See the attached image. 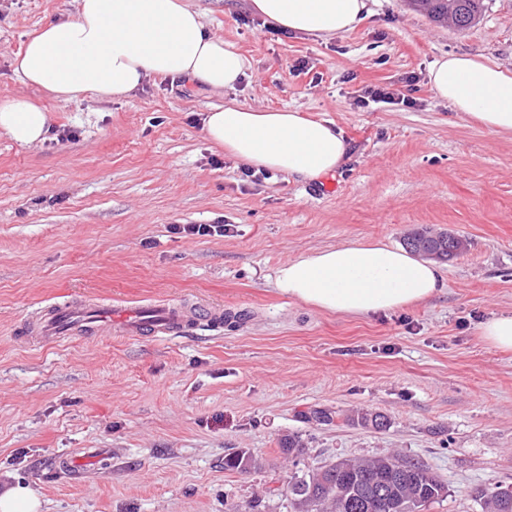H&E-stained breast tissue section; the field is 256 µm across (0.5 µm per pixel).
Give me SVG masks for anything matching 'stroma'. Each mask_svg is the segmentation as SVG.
Masks as SVG:
<instances>
[{"label": "stroma", "instance_id": "1", "mask_svg": "<svg viewBox=\"0 0 512 512\" xmlns=\"http://www.w3.org/2000/svg\"><path fill=\"white\" fill-rule=\"evenodd\" d=\"M188 2L207 34L246 56L235 89L152 76L122 100L65 101L23 83L12 59L75 0H0V97L40 102L52 125L31 147L0 135V482L33 483L43 512H292L269 489L292 474L279 440L294 434L306 445L297 469L396 453L448 485L424 512H482L475 488L512 484V351L480 334L512 312V133L458 118L428 69L469 54L512 73V0H485L464 31L412 0H370L330 39L281 31L249 0ZM409 76L412 105L357 104L363 88ZM227 103L331 121L349 158L317 183L252 180L202 131L204 112ZM175 224L228 231L185 237ZM421 225L468 241L427 302L345 316L274 286L292 258L350 241L399 246ZM85 298L204 302L223 308L224 327L28 342L35 309ZM316 409L338 422L309 420ZM359 409L389 426L349 423ZM77 448L112 455L83 474L58 470ZM238 449L261 468L226 470Z\"/></svg>", "mask_w": 512, "mask_h": 512}]
</instances>
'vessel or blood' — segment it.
<instances>
[{"label": "vessel or blood", "mask_w": 512, "mask_h": 512, "mask_svg": "<svg viewBox=\"0 0 512 512\" xmlns=\"http://www.w3.org/2000/svg\"><path fill=\"white\" fill-rule=\"evenodd\" d=\"M210 321L214 326L224 322L222 311L201 303L174 304L149 302L135 307L48 305L38 308L30 322V335L35 343L51 346L74 336L115 334L126 337H151L171 340L181 337L193 328L196 321ZM99 450L79 449L62 458V469L72 471L85 463L104 461Z\"/></svg>", "instance_id": "obj_1"}]
</instances>
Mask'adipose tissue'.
I'll return each mask as SVG.
<instances>
[{
    "instance_id": "ef3b65f1",
    "label": "adipose tissue",
    "mask_w": 512,
    "mask_h": 512,
    "mask_svg": "<svg viewBox=\"0 0 512 512\" xmlns=\"http://www.w3.org/2000/svg\"><path fill=\"white\" fill-rule=\"evenodd\" d=\"M249 7L277 28L321 38L353 30L368 0H250ZM23 83L58 99L91 93L123 98L151 76L182 78L215 91L235 88L247 60L222 37L207 34L202 15L184 0H76L72 17L46 24L16 55ZM429 84L462 118L495 134L512 133V74L470 55L435 61ZM203 131L245 166L316 182L336 172L349 146L326 120L290 109L227 104L206 112ZM49 118L23 96L0 99V133L25 146L46 137ZM276 288L316 309L370 316L414 306L443 286L437 265L382 242L340 245L282 264Z\"/></svg>"
}]
</instances>
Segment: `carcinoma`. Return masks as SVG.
Instances as JSON below:
<instances>
[{"instance_id":"carcinoma-1","label":"carcinoma","mask_w":512,"mask_h":512,"mask_svg":"<svg viewBox=\"0 0 512 512\" xmlns=\"http://www.w3.org/2000/svg\"><path fill=\"white\" fill-rule=\"evenodd\" d=\"M415 5L437 21L452 19L460 30L471 28L481 17L484 0H414ZM414 252L430 250L448 261L467 250V239L450 232L422 228L404 239ZM363 427L386 429L390 421L380 412L360 409L350 418ZM288 458L302 454L299 437L288 435L280 442ZM394 455L341 459L291 477L288 495L295 512H418V509L448 495L447 485L426 466L406 460V470L393 476ZM259 466L248 451L236 450L224 457V468L248 472ZM505 486L480 488L475 498L482 512H512V502L503 496Z\"/></svg>"}]
</instances>
